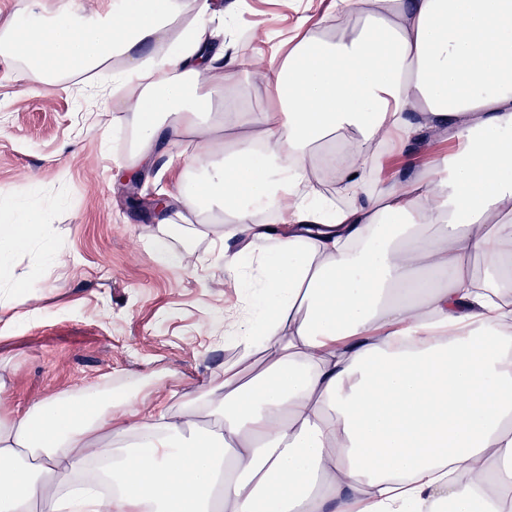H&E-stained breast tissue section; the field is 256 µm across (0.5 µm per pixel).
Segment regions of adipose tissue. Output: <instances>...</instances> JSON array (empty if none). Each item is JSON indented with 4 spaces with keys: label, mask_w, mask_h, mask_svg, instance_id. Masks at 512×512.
<instances>
[{
    "label": "adipose tissue",
    "mask_w": 512,
    "mask_h": 512,
    "mask_svg": "<svg viewBox=\"0 0 512 512\" xmlns=\"http://www.w3.org/2000/svg\"><path fill=\"white\" fill-rule=\"evenodd\" d=\"M345 2L350 36L300 27L230 59L200 24L209 0H29L0 19V58L31 85L136 88L132 169L196 141L153 255L183 263L219 224L212 263L242 294L219 320L264 357L175 412L78 391L0 417V512H512V0ZM253 74L266 108L235 90ZM416 112L458 149L385 181L377 147L414 148ZM45 221L0 195L13 305L20 250L62 260Z\"/></svg>",
    "instance_id": "obj_1"
}]
</instances>
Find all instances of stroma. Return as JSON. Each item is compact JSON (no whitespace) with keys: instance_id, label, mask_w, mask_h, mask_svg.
Returning <instances> with one entry per match:
<instances>
[{"instance_id":"stroma-1","label":"stroma","mask_w":512,"mask_h":512,"mask_svg":"<svg viewBox=\"0 0 512 512\" xmlns=\"http://www.w3.org/2000/svg\"><path fill=\"white\" fill-rule=\"evenodd\" d=\"M207 26L224 32V48L244 51L241 31L277 39L300 21L330 15L332 0H214ZM101 102L76 89L32 87L0 59V190L25 198L47 215L45 236L62 262L42 258L40 245L15 261L37 284V300L0 304V378L7 395L0 416L48 395L85 389L122 393L149 387L153 402L170 390L200 384L224 367L256 372L260 358L242 360L225 345L214 319L235 309L240 293L212 266L209 237L193 245L190 264L155 261L152 198L176 193L183 159L161 154L139 171L137 197L120 189L117 166L126 135L102 145L90 118Z\"/></svg>"}]
</instances>
